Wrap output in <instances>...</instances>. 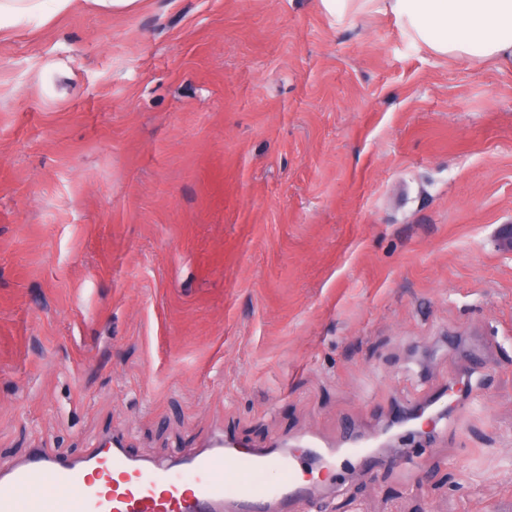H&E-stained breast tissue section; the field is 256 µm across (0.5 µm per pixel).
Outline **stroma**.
I'll return each instance as SVG.
<instances>
[{
    "label": "stroma",
    "instance_id": "1",
    "mask_svg": "<svg viewBox=\"0 0 512 512\" xmlns=\"http://www.w3.org/2000/svg\"><path fill=\"white\" fill-rule=\"evenodd\" d=\"M512 70L337 0L85 6L0 37V467L476 405L322 512H512Z\"/></svg>",
    "mask_w": 512,
    "mask_h": 512
}]
</instances>
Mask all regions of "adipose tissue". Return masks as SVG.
<instances>
[{"label": "adipose tissue", "mask_w": 512, "mask_h": 512, "mask_svg": "<svg viewBox=\"0 0 512 512\" xmlns=\"http://www.w3.org/2000/svg\"><path fill=\"white\" fill-rule=\"evenodd\" d=\"M404 21L433 51L461 63L491 60L512 68V0H372ZM76 0H0V34L48 22Z\"/></svg>", "instance_id": "1"}]
</instances>
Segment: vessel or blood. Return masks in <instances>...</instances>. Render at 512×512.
I'll list each match as a JSON object with an SVG mask.
<instances>
[{"label":"vessel or blood","mask_w":512,"mask_h":512,"mask_svg":"<svg viewBox=\"0 0 512 512\" xmlns=\"http://www.w3.org/2000/svg\"><path fill=\"white\" fill-rule=\"evenodd\" d=\"M477 380V372H470L375 431L351 428L331 442L307 434L291 443L245 448L220 433L166 462L131 455L124 439L114 436L75 457L37 448L0 468V512H296L319 493L312 473L326 475L333 487L345 481L349 463L369 472L416 464L413 449L392 458L386 447L468 407ZM40 486L55 492L37 494Z\"/></svg>","instance_id":"b4317fda"}]
</instances>
